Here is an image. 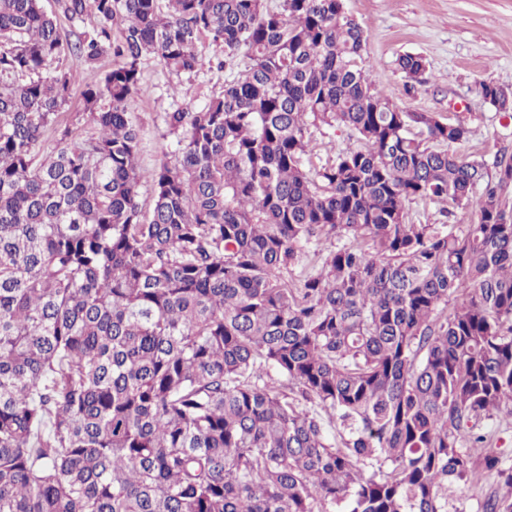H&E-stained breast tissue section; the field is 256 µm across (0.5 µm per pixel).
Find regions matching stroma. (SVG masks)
<instances>
[{
    "mask_svg": "<svg viewBox=\"0 0 512 512\" xmlns=\"http://www.w3.org/2000/svg\"><path fill=\"white\" fill-rule=\"evenodd\" d=\"M362 26L363 52L384 95L408 112H433L461 120L470 130L457 153L492 158L496 147H512V121L480 96L479 83L512 86V0H345ZM425 62L419 80L399 69L400 55ZM216 49L204 45L205 65L193 75L175 76L155 60L143 65V90L130 104L139 127L138 164L150 176L170 149L164 117L179 108L202 106L246 63L237 57L213 66Z\"/></svg>",
    "mask_w": 512,
    "mask_h": 512,
    "instance_id": "obj_1",
    "label": "stroma"
}]
</instances>
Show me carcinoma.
Returning <instances> with one entry per match:
<instances>
[{"label":"carcinoma","instance_id":"1","mask_svg":"<svg viewBox=\"0 0 512 512\" xmlns=\"http://www.w3.org/2000/svg\"><path fill=\"white\" fill-rule=\"evenodd\" d=\"M203 39L248 62L166 114L146 212L129 102ZM364 48L344 0H0V512H461L488 477L512 512L484 428L512 417V153L450 150L470 130L390 102ZM336 127L358 146L313 166ZM111 66V59L107 58L104 59L100 65V67L97 70H90L87 69L81 65H74L71 70V79L74 91L76 93V98L73 100L71 105L66 108L63 112H66L64 114L65 120L68 119L74 120V116L76 112H79L81 110V104L78 99L80 91L88 84L93 83L98 79L101 72L108 69ZM408 210L412 221L422 224H458L464 227L463 224H469L471 221V214L460 209L449 210L448 218L444 217L439 212V207L435 204L425 203L422 201H412L408 204ZM485 485L461 486L457 491V500L454 502L464 512H480V503L485 492Z\"/></svg>","mask_w":512,"mask_h":512}]
</instances>
